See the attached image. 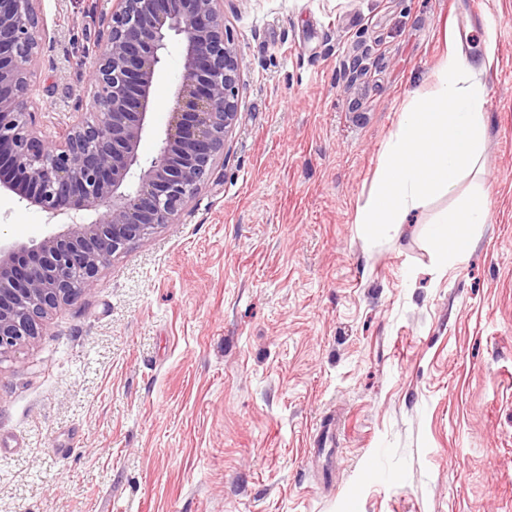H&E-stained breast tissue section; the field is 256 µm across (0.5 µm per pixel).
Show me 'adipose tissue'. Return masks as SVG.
I'll list each match as a JSON object with an SVG mask.
<instances>
[{
    "mask_svg": "<svg viewBox=\"0 0 512 512\" xmlns=\"http://www.w3.org/2000/svg\"><path fill=\"white\" fill-rule=\"evenodd\" d=\"M487 221V206L483 198L474 197L454 210L439 211L427 226L433 242L439 269L462 260L467 253L478 225Z\"/></svg>",
    "mask_w": 512,
    "mask_h": 512,
    "instance_id": "1",
    "label": "adipose tissue"
}]
</instances>
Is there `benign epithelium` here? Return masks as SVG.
Returning a JSON list of instances; mask_svg holds the SVG:
<instances>
[{
    "label": "benign epithelium",
    "instance_id": "obj_1",
    "mask_svg": "<svg viewBox=\"0 0 512 512\" xmlns=\"http://www.w3.org/2000/svg\"><path fill=\"white\" fill-rule=\"evenodd\" d=\"M74 118L51 139L30 78L47 42L41 0H0V167L7 188L67 229L0 247V356L40 335L48 312L73 301L136 239L171 223L211 174L238 114L242 57L224 0H107ZM183 73L156 156L139 144L171 39ZM92 212L95 219L86 221Z\"/></svg>",
    "mask_w": 512,
    "mask_h": 512
}]
</instances>
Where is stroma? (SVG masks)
I'll return each instance as SVG.
<instances>
[{
	"label": "stroma",
	"instance_id": "stroma-1",
	"mask_svg": "<svg viewBox=\"0 0 512 512\" xmlns=\"http://www.w3.org/2000/svg\"><path fill=\"white\" fill-rule=\"evenodd\" d=\"M481 2L487 27L471 0H224L243 62L209 178L0 357V512H512V0ZM94 3L41 2L47 135L87 80ZM452 44L481 69L480 161L368 244L357 209ZM181 75L175 40L142 157ZM472 196L489 218L438 272L426 224ZM62 230L0 191V239Z\"/></svg>",
	"mask_w": 512,
	"mask_h": 512
}]
</instances>
